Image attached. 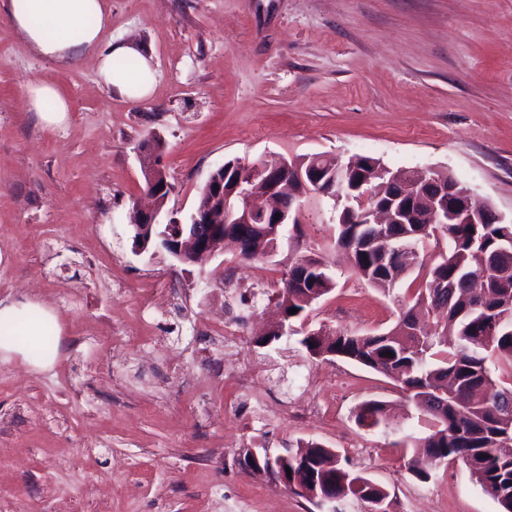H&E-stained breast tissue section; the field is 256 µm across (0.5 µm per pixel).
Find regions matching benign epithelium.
<instances>
[{
	"label": "benign epithelium",
	"mask_w": 512,
	"mask_h": 512,
	"mask_svg": "<svg viewBox=\"0 0 512 512\" xmlns=\"http://www.w3.org/2000/svg\"><path fill=\"white\" fill-rule=\"evenodd\" d=\"M158 154L159 149L152 142L137 149L140 170L145 176L146 192L161 201L169 183L165 175L160 180L152 175L154 171L164 172ZM320 160L319 156L312 158L306 168L280 158L257 164L237 163L239 181L249 182L254 188L242 191L236 203L230 202L231 196L224 194V181L218 176L224 167H218L210 173L203 192L214 201H224V223H218L215 212L208 208L195 209L187 224L172 217L168 220L167 232L161 235V247L181 263L197 264L210 259L227 240L237 244L241 257L251 258V236L257 232L271 240V245H277L283 225L292 219L295 210V199L284 198L285 193L297 184L318 187L328 177L340 175L347 167L342 158L337 156L333 158L334 168L331 170L320 165ZM390 179L400 185V200L413 204L423 196L429 198L433 223L445 224L450 217L467 224L491 223L484 208L486 202L476 199L467 188L460 190L456 186L440 185L434 191L430 188L433 180L427 171L409 170L401 175H392ZM370 214V224L401 223L392 213L391 207L385 204L372 209ZM158 216L157 210H137L131 223L142 233L150 234L157 225ZM388 241L389 238L385 236L375 239V243L382 247L384 258L403 251L406 253L407 268L414 267V254L407 247H394Z\"/></svg>",
	"instance_id": "benign-epithelium-1"
}]
</instances>
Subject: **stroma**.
I'll list each match as a JSON object with an SVG mask.
<instances>
[{"mask_svg": "<svg viewBox=\"0 0 512 512\" xmlns=\"http://www.w3.org/2000/svg\"><path fill=\"white\" fill-rule=\"evenodd\" d=\"M105 38L153 56L150 95L106 88L94 56L50 63L0 16V301L56 316L51 364L0 359V512H309L234 465L244 448L313 440L384 485L389 512H498L461 464L425 483L401 446L425 428L390 380L310 356L296 336L258 346L298 257L335 287L295 328L383 331L399 304L336 246L333 198L308 192L273 257L233 245L199 264L138 251L147 204L139 143H163L174 185L159 215L190 216L230 160L371 156L391 171L440 170L512 224V0H109ZM33 78L70 104L41 126ZM239 325L232 348L216 332ZM389 402L387 430L355 420Z\"/></svg>", "mask_w": 512, "mask_h": 512, "instance_id": "1", "label": "stroma"}]
</instances>
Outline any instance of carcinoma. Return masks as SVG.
<instances>
[{
  "mask_svg": "<svg viewBox=\"0 0 512 512\" xmlns=\"http://www.w3.org/2000/svg\"><path fill=\"white\" fill-rule=\"evenodd\" d=\"M379 160L356 155L347 161L342 196L357 197L350 188L371 181L372 194L388 201L395 196L390 179L379 175ZM366 208L356 204L338 212L336 245L352 250V270L369 285L391 295L407 272L405 263H379L371 241L382 232L379 224H360ZM429 207L403 217L416 244L442 234L447 252L416 267L426 269L417 288L401 299V314L387 331L353 334L344 331L324 335L303 333L299 343L315 356L332 354L371 369L392 380L408 400L426 416L429 432L409 438L412 448L424 449L426 460L412 456L407 469L417 480L428 482L434 469L460 462L472 479L500 506L512 512V238L511 224H414ZM314 266L313 285L280 289L277 307L288 320L300 317L311 302L335 287L327 267L319 259L301 256L296 263ZM417 306L429 312L443 311L433 331L420 336L403 334L405 316ZM297 309L291 315L289 310ZM391 352L389 358L385 353ZM372 419V427L388 425V404L369 399L356 410L360 425ZM239 462L253 471L280 481L288 491L313 502L333 501L343 512L348 499L359 502L364 512H376L389 498L381 484L353 468L347 455L315 441L297 442V450L268 455L267 449L252 454L246 448Z\"/></svg>",
  "mask_w": 512,
  "mask_h": 512,
  "instance_id": "1",
  "label": "carcinoma"
}]
</instances>
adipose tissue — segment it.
Here are the masks:
<instances>
[{
    "instance_id": "1",
    "label": "adipose tissue",
    "mask_w": 512,
    "mask_h": 512,
    "mask_svg": "<svg viewBox=\"0 0 512 512\" xmlns=\"http://www.w3.org/2000/svg\"><path fill=\"white\" fill-rule=\"evenodd\" d=\"M0 15L41 58L73 62L91 54L98 59V76L106 87L134 100L151 93L155 82L151 56L132 41H102V31L109 22L106 0H0ZM89 16L94 17V25H86ZM128 57L137 59V70L116 71L114 61ZM25 101L45 127H60L69 119V105L51 83L29 81ZM30 309L27 302L0 303V357L7 359L17 353L18 348L11 341L17 332L37 335V327L27 320Z\"/></svg>"
}]
</instances>
